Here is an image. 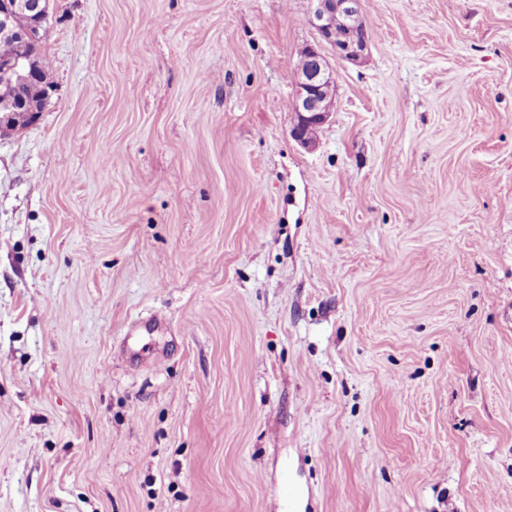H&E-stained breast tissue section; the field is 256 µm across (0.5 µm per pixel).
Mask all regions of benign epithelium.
<instances>
[{"mask_svg":"<svg viewBox=\"0 0 512 512\" xmlns=\"http://www.w3.org/2000/svg\"><path fill=\"white\" fill-rule=\"evenodd\" d=\"M49 0H0V33L12 37L19 45L18 55L1 60L0 72L11 79L14 94L0 102V135L32 125L42 111L48 90L31 99L26 89L37 81L40 69V30L47 21ZM359 11V0H316L310 22L322 39L335 44L336 53L349 60L359 58L367 46L368 36L350 31V20ZM347 30L345 39L336 43V28ZM295 83L292 138L304 147L315 144L308 133L312 126L323 125L334 100L336 77L319 46L309 45L299 57Z\"/></svg>","mask_w":512,"mask_h":512,"instance_id":"1","label":"benign epithelium"}]
</instances>
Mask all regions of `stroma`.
<instances>
[{"label": "stroma", "mask_w": 512, "mask_h": 512, "mask_svg": "<svg viewBox=\"0 0 512 512\" xmlns=\"http://www.w3.org/2000/svg\"><path fill=\"white\" fill-rule=\"evenodd\" d=\"M50 0L0 137V512H512V0ZM335 102L291 136L300 50ZM317 2L310 17V22L318 31L322 39L333 43L336 53L349 60L359 58L367 46L368 35L358 36L350 30L355 28L362 32L366 28L365 21L360 15L359 0H315ZM358 12V14H356ZM356 14V15H355ZM355 17L353 18V16ZM345 39L336 44L345 34Z\"/></svg>", "instance_id": "35a3bbf8"}]
</instances>
